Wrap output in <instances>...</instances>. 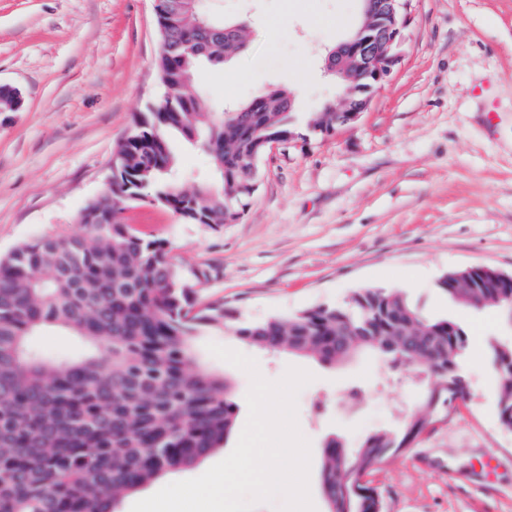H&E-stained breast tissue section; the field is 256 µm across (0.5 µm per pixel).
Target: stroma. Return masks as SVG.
<instances>
[{"label": "stroma", "mask_w": 512, "mask_h": 512, "mask_svg": "<svg viewBox=\"0 0 512 512\" xmlns=\"http://www.w3.org/2000/svg\"><path fill=\"white\" fill-rule=\"evenodd\" d=\"M244 25L236 73L202 70L196 90L225 108L288 87L300 136L260 162L259 188L231 224H188L148 202L124 212L163 240L173 262L207 270L206 301L224 323L201 329L199 358L235 385L236 424L248 417L247 373L212 355L216 343L257 360L265 379L288 367L314 379L297 396L298 426L319 461L325 440L357 447L413 408L423 387L381 359L329 367L273 357L233 333L241 320L342 305L365 288L402 292L422 314L468 334L461 363L469 396L445 423L370 475L385 512H512V429L497 410L489 347L512 343L495 315L472 312L437 287L448 272L488 266L512 274V0H414L403 60L357 122L311 132L310 113L335 98L327 50L361 22L359 0H209ZM154 0H0V84L20 111L0 112V257L17 245L75 231L108 188L135 113L164 95L156 68ZM496 112L495 124L486 121ZM180 182L211 181L209 156L172 136ZM124 498L117 512L164 485L202 475L232 450Z\"/></svg>", "instance_id": "stroma-1"}]
</instances>
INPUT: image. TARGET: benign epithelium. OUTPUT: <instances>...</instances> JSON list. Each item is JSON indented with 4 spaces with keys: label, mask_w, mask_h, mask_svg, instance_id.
<instances>
[{
    "label": "benign epithelium",
    "mask_w": 512,
    "mask_h": 512,
    "mask_svg": "<svg viewBox=\"0 0 512 512\" xmlns=\"http://www.w3.org/2000/svg\"><path fill=\"white\" fill-rule=\"evenodd\" d=\"M364 21L357 35L336 46L325 58L328 74L343 76L355 98L334 109L336 125L356 122L375 91L401 64L400 46L408 26L413 0H360Z\"/></svg>",
    "instance_id": "benign-epithelium-1"
}]
</instances>
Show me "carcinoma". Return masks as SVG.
<instances>
[{
    "mask_svg": "<svg viewBox=\"0 0 512 512\" xmlns=\"http://www.w3.org/2000/svg\"><path fill=\"white\" fill-rule=\"evenodd\" d=\"M156 24L159 78L178 96L136 114L118 146L112 187L79 213L81 230L42 236L0 257V512H115L126 495L224 447L235 426L232 382L200 364L194 346L200 327L226 317L224 306L199 303L206 272L174 265L167 245L132 229L123 211L148 198L189 224L240 219L252 198L253 147L296 136L288 112L294 94L269 90L224 117V104L209 109L194 95V76L242 52L245 36L178 0H161ZM333 106L311 118L313 130L336 129ZM172 131L208 153L217 184L179 185ZM438 287L472 311L497 309L512 325V288L485 268L448 273ZM47 328L81 347L44 354L31 339ZM234 335L329 366L372 353L437 379L397 427L355 449L326 442L319 481L328 512H384L366 480L370 470L431 433L425 422L442 423L467 395L459 370L465 330L423 317L397 291L369 288L342 306L243 321ZM489 362L501 424L512 428V346H491Z\"/></svg>",
    "mask_w": 512,
    "mask_h": 512,
    "instance_id": "obj_1",
    "label": "carcinoma"
}]
</instances>
